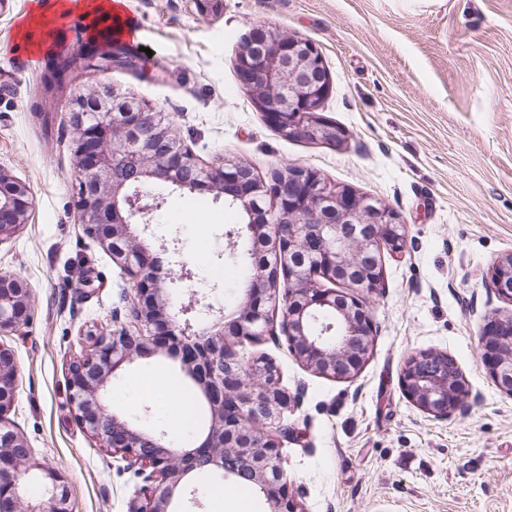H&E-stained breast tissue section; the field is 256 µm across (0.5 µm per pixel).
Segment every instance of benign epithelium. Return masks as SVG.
Listing matches in <instances>:
<instances>
[{"instance_id":"7a95c632","label":"benign epithelium","mask_w":512,"mask_h":512,"mask_svg":"<svg viewBox=\"0 0 512 512\" xmlns=\"http://www.w3.org/2000/svg\"><path fill=\"white\" fill-rule=\"evenodd\" d=\"M236 74L239 87L282 136L342 142L341 130L318 117L330 85L322 56L309 40L255 28L239 53ZM130 100L117 89L80 94L68 116L80 172V222L135 286V330L118 326L103 334L68 368L75 419L99 447L120 456L143 479L144 501L136 512H177L187 483L204 468L247 482L268 512H303L289 492L280 453L289 435L281 423L288 391L280 370L265 358L244 359L237 348L276 336L267 304L279 299L280 332L300 363L332 378L353 376L374 336L365 295L381 286L383 250L401 251L406 225L372 197L325 189L308 168L280 169L265 179L231 157L202 166L177 140L167 114ZM188 171L193 177H185ZM154 183L213 192L239 210L245 227L227 233V258L237 257V240L244 235L264 247L260 257L248 249L242 297L219 331L197 334L187 318L212 311L206 294L194 290L179 302L166 286L191 278V272L176 260L162 264L146 239L163 205V197L144 192ZM269 197L277 203L272 225L260 207ZM33 203L30 188L0 169V242L26 223ZM491 280L512 303V255L494 264ZM31 311L27 283L0 275V332L20 330ZM482 351L490 376L512 394V313L487 319ZM161 352L180 354L185 377L208 406V428L188 446L174 445L164 431L139 428L103 403L119 369ZM17 382L14 354L0 343V500L11 504L9 512H73L66 477L48 466L40 467L41 494H21L19 478L35 464L23 434L7 418ZM399 384L413 405L440 419L464 414L473 396L461 367L445 352L407 357Z\"/></svg>"}]
</instances>
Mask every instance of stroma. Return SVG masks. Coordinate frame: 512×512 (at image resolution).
I'll use <instances>...</instances> for the list:
<instances>
[{
  "label": "stroma",
  "mask_w": 512,
  "mask_h": 512,
  "mask_svg": "<svg viewBox=\"0 0 512 512\" xmlns=\"http://www.w3.org/2000/svg\"><path fill=\"white\" fill-rule=\"evenodd\" d=\"M33 2L0 0V168L34 197L27 223L0 242V275L27 282L33 316L0 342L19 372L8 417L33 462L65 475L74 512H132L143 486L79 426L66 384L96 336L130 322V282L74 206L67 113L90 87L167 113L203 163L230 156L264 178L311 168L406 225L403 250L385 254L368 299L376 332L353 378L314 373L272 338L243 350L272 358L283 386L301 392L283 415L300 436L281 454L303 512H512V395L487 373L479 343L488 316L512 312L489 276L512 253V0H219L208 10L199 0H125L133 31L121 42L140 51L144 72L107 64L50 92L40 88L45 59L71 53L76 37L65 23L39 28L41 49L23 48L17 25ZM254 26L315 44L330 82L319 113L343 130L342 145L282 136L239 87L236 58ZM161 195L154 239H178L193 275L181 295L208 292L214 308L194 328L218 330L235 298L224 270L235 215L210 193ZM422 351L451 355L480 393L466 416L434 418L403 394L402 364ZM144 372L181 374L163 354L134 361L109 383V408L189 442L205 402L196 399L193 423L177 429L162 394L134 396L129 380Z\"/></svg>",
  "instance_id": "35a3bbf8"
}]
</instances>
